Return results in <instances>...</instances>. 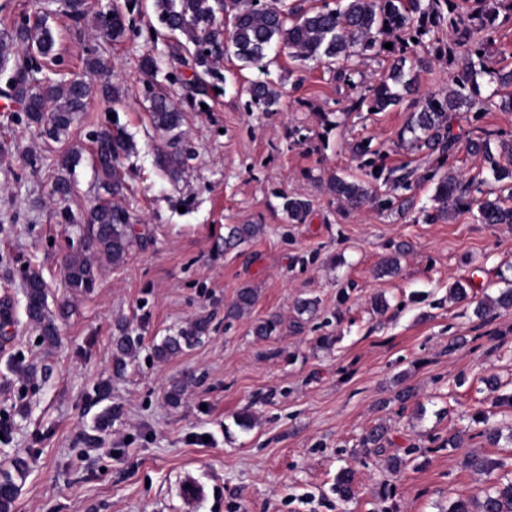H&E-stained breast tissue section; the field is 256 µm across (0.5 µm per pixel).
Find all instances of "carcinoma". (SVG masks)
<instances>
[{"label": "carcinoma", "mask_w": 512, "mask_h": 512, "mask_svg": "<svg viewBox=\"0 0 512 512\" xmlns=\"http://www.w3.org/2000/svg\"><path fill=\"white\" fill-rule=\"evenodd\" d=\"M321 0L316 5L306 0H154L161 24L172 34L184 38L171 45V61L193 71L194 81L190 102L199 105L208 95L209 85L204 76L228 52L244 64L266 70L268 51L274 46L292 50V58L306 63H323L334 72L336 83L347 91L350 105L347 112L374 109L385 112L403 102L412 93L414 79L410 77L416 49L425 44H436V50L465 54L463 67L448 74V92L428 93L410 100L406 131L412 134L411 143L437 151L447 161L459 149V139L451 131V113L465 108L487 112L495 108L512 112V68L500 65L494 51V35L504 25H512V0ZM65 12L76 23L85 19L86 0H64ZM232 16V31L224 37V28L218 23V14ZM101 26L110 32L112 40L125 37L127 26L119 8L99 15ZM392 48H385L386 43ZM55 37L48 17L24 19L16 24L9 39L0 41V69H11L9 95L22 106L28 121L44 128L52 140L65 135L76 115L87 111L88 102L97 95L116 104L121 91L111 82L96 83L108 75L106 64L98 58L86 62L87 75L75 79L55 80L44 74L43 60L55 58ZM27 49L22 56L14 47ZM368 55L385 57L390 61L387 70L376 83L366 85L355 81L359 73L357 60ZM487 80L493 86L486 102L479 103V81ZM248 108L261 112H276L281 93L268 81H256L249 88ZM150 113L156 128L173 132L182 125L181 105L164 94L151 96ZM94 144L93 161L102 179V188L116 197L123 191L120 176L121 159L134 152L133 144L119 126L112 121L91 134ZM492 133L484 131L476 139L467 141L466 149L483 157L492 179H481L465 184L446 173L435 182L433 207L420 209L426 223L448 218L459 211H476L474 218L482 224H512V140L501 141L497 149L491 146ZM355 155L367 169L365 177L332 176L327 192L339 208L358 212L365 208L382 213L394 208L397 197L391 190L407 188L415 170L405 166L384 171L372 156L379 151L370 144L354 145ZM188 151L161 154L159 167L178 178L187 161ZM79 155L69 150L62 155L53 180V192L66 199L72 193L69 178ZM283 208L288 219L305 223L310 203L302 198L284 197ZM59 223L78 228L82 250L67 257L64 280L74 294L89 293L95 288L101 267L96 259L103 256L117 266L125 262L131 248L146 241L145 234L136 230L130 212L123 206L102 197L77 223L71 209L57 214ZM263 232L260 224H227L224 226V251L242 248ZM23 294L28 320L39 330L42 343L53 346L59 340L58 316L48 309L47 286L42 275L32 270L25 275ZM258 298L257 289L250 285L238 289L227 310V316L236 318L251 311ZM512 309V288H505L495 297L482 301L475 314L483 318L496 310ZM282 320L275 315L253 325V334L268 337L280 332ZM209 323L197 319L172 336L165 337L154 347L155 356L167 360L195 346L208 332ZM113 366L122 372L140 346V339L128 334L119 325V335L113 338ZM112 426V406H106L94 422V434L86 442L97 445L103 441ZM389 441L387 428H372L362 439V447L374 454L384 452ZM463 467L485 479L487 486L475 499L452 502L449 512H512V477L500 476L495 471L501 463L480 452H472L463 460ZM354 471L343 468L336 474L334 491L339 499L350 501L355 497ZM19 494V487L11 478L0 479V512H11Z\"/></svg>", "instance_id": "carcinoma-1"}]
</instances>
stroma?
Listing matches in <instances>:
<instances>
[{
    "label": "stroma",
    "mask_w": 512,
    "mask_h": 512,
    "mask_svg": "<svg viewBox=\"0 0 512 512\" xmlns=\"http://www.w3.org/2000/svg\"><path fill=\"white\" fill-rule=\"evenodd\" d=\"M49 22L63 75L84 73L87 59L100 56L122 100L95 98L57 143L18 109H0V313L14 321L0 337V471L21 488L12 512H186L179 482L187 472L209 487L195 512H448L484 486L461 465L468 452L499 459L512 476V408L496 401L512 394V310L474 314L485 297L512 287V225L468 213L419 221L432 204L427 176L436 158L412 148L405 107L338 111L345 94L326 67L302 68L277 48L264 73L232 57L218 63L204 106L185 107L175 136L154 128L150 96L183 100L192 72L170 66L153 0L127 14L120 43L97 35L93 19L77 25L60 9ZM147 54L159 63L150 79L139 71ZM264 77L282 94L280 111L246 107L247 87ZM324 112L334 126L324 125ZM113 119L136 145L121 164L127 188L118 202L149 240L124 263L104 264L95 288L75 295L63 266L80 246L78 231L57 213L94 204L89 135ZM452 126L465 138L488 129L510 140L512 112L461 111ZM360 140L382 150L385 166L418 165L422 181L400 193L412 209L366 216L331 204L326 183L357 173L351 146ZM184 148L192 158L171 181L157 158ZM69 149L81 160L64 202L52 181ZM287 195L310 201L306 223H289ZM228 224H260L264 233L244 253H228ZM393 255L399 274L377 277ZM30 269L42 274L50 307L68 306L51 349L25 314ZM458 283L467 296L454 301L448 291ZM246 284L258 290L256 305L225 318ZM378 296L385 311L372 308ZM305 298L320 304L301 332L253 335L269 315L292 321ZM199 317L209 320L200 343L155 359L156 344ZM121 322L140 348L119 375L112 338ZM17 357L50 368V377L15 374L8 362ZM491 376L498 392L484 383ZM103 380L112 383L115 414L104 444L92 447L85 436L98 409L88 395ZM179 380L184 396L173 405L167 393ZM405 387L414 396L402 404L396 396ZM484 415L502 428L497 446L475 435ZM380 423L389 428L385 456L364 454V434ZM455 433L459 447H447ZM390 456L405 457V466L391 470ZM346 466L355 472L348 503L332 490ZM383 485L393 492L386 500L377 494Z\"/></svg>",
    "instance_id": "stroma-1"
}]
</instances>
